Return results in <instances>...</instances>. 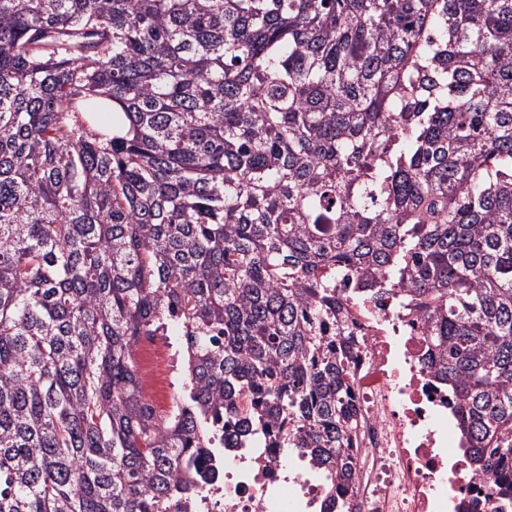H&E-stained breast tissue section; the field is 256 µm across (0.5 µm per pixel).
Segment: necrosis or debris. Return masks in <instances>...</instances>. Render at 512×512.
<instances>
[{
  "mask_svg": "<svg viewBox=\"0 0 512 512\" xmlns=\"http://www.w3.org/2000/svg\"><path fill=\"white\" fill-rule=\"evenodd\" d=\"M357 338L349 382L359 413L352 451L357 490L350 512H512L465 456L455 408L427 360V324L404 294L353 301L335 281ZM202 457L212 481L162 512H323L324 482L284 448L225 449L223 435Z\"/></svg>",
  "mask_w": 512,
  "mask_h": 512,
  "instance_id": "1",
  "label": "necrosis or debris"
}]
</instances>
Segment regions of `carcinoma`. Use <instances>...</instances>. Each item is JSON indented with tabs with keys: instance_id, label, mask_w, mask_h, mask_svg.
I'll return each mask as SVG.
<instances>
[{
	"instance_id": "obj_1",
	"label": "carcinoma",
	"mask_w": 512,
	"mask_h": 512,
	"mask_svg": "<svg viewBox=\"0 0 512 512\" xmlns=\"http://www.w3.org/2000/svg\"><path fill=\"white\" fill-rule=\"evenodd\" d=\"M331 273L412 296L509 476L512 0H0V512H153L231 422L349 512ZM171 323L168 417L136 352ZM170 338L171 349L170 353L173 355L174 364H175V372L171 378V393L181 392L184 384L186 382V374L183 366L184 363V348H185V340L182 336H179L181 332L170 330L167 333ZM180 351V355L177 356L176 352Z\"/></svg>"
}]
</instances>
